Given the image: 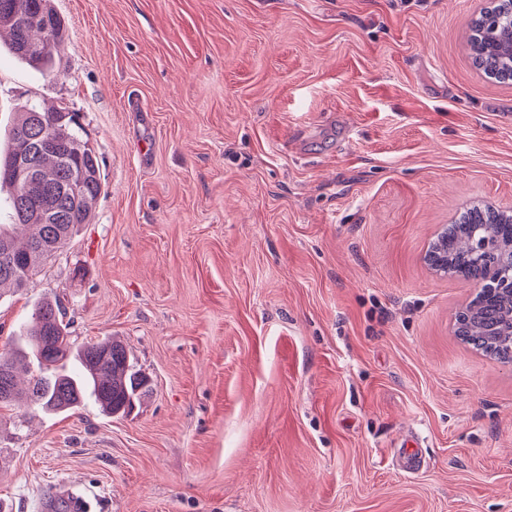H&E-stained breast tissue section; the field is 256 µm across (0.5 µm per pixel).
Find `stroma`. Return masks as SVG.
I'll use <instances>...</instances> for the list:
<instances>
[{
  "instance_id": "1",
  "label": "stroma",
  "mask_w": 512,
  "mask_h": 512,
  "mask_svg": "<svg viewBox=\"0 0 512 512\" xmlns=\"http://www.w3.org/2000/svg\"><path fill=\"white\" fill-rule=\"evenodd\" d=\"M480 0H52V72L0 44L22 105L77 112L103 183L0 348L57 300L125 344V416L0 409V503L79 482L99 512H512V362L454 334L474 296L423 257L512 205V84L465 48Z\"/></svg>"
}]
</instances>
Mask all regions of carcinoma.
Listing matches in <instances>:
<instances>
[{"label": "carcinoma", "instance_id": "carcinoma-1", "mask_svg": "<svg viewBox=\"0 0 512 512\" xmlns=\"http://www.w3.org/2000/svg\"><path fill=\"white\" fill-rule=\"evenodd\" d=\"M7 36L11 52L30 66L47 70L65 38L62 18L51 0H0V37ZM512 46V22L498 31L496 46L472 48L475 65L499 82L512 81V65L498 47ZM39 143L33 152L36 180L16 185L10 176L18 156L29 150L27 140ZM98 156L87 139L77 113L64 108L45 109L30 103L18 113L6 149L0 152V184L14 190L9 198L12 223L0 224V259L12 266L0 268V290L21 289L50 257L63 248L81 224L88 223L94 206L74 205L72 190L94 201L102 191ZM512 214L474 203L448 233L431 246L427 263L461 271L473 281H485L488 270L503 267L512 257L508 249ZM485 239L492 248L471 255L473 241ZM512 297L487 295L475 308L457 317L458 335L475 348L512 362ZM54 336L59 345L43 352L39 337ZM19 348L32 365L26 387L18 382L16 351L0 353V405H23L48 411H75L94 400L110 415L129 413L149 392L144 374L136 368L125 345L117 340L74 345L63 320L61 306L39 303L23 328Z\"/></svg>", "mask_w": 512, "mask_h": 512}]
</instances>
